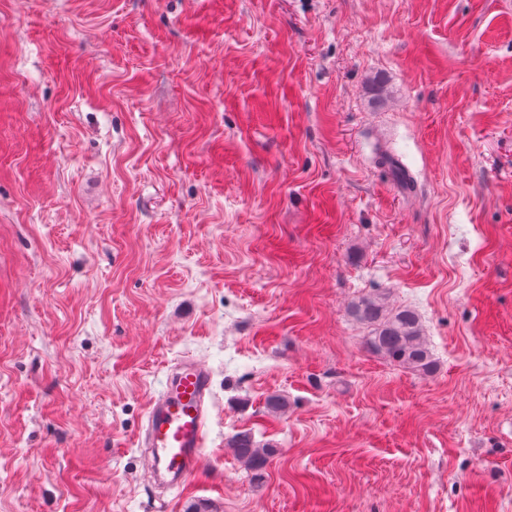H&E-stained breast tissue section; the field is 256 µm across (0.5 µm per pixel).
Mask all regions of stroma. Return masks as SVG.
Masks as SVG:
<instances>
[{"mask_svg":"<svg viewBox=\"0 0 512 512\" xmlns=\"http://www.w3.org/2000/svg\"><path fill=\"white\" fill-rule=\"evenodd\" d=\"M0 512H512V0H0ZM351 313L370 327L368 345L389 361L422 374L435 369L417 314L410 309L388 311L380 295L361 299ZM210 386L207 369L185 360L170 369L165 389L150 403L144 446L171 490L183 487L204 457ZM228 445L232 448L234 455L253 471L255 476L261 475L276 451L272 447L258 448L254 435L248 430H241L231 435Z\"/></svg>","mask_w":512,"mask_h":512,"instance_id":"stroma-1","label":"stroma"}]
</instances>
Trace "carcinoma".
<instances>
[{
	"label": "carcinoma",
	"mask_w": 512,
	"mask_h": 512,
	"mask_svg": "<svg viewBox=\"0 0 512 512\" xmlns=\"http://www.w3.org/2000/svg\"><path fill=\"white\" fill-rule=\"evenodd\" d=\"M351 313L370 327L367 341L372 350L404 368L425 375L434 371L435 362L414 311L400 309L392 312L387 309L385 298L373 295L361 299L351 308ZM228 445L257 476L266 469L275 453L272 447H258L254 435L248 430L231 435Z\"/></svg>",
	"instance_id": "obj_1"
}]
</instances>
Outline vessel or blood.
<instances>
[{
    "label": "vessel or blood",
    "mask_w": 512,
    "mask_h": 512,
    "mask_svg": "<svg viewBox=\"0 0 512 512\" xmlns=\"http://www.w3.org/2000/svg\"><path fill=\"white\" fill-rule=\"evenodd\" d=\"M210 386L207 369L186 360L171 368L165 389L150 403L144 445L169 489L183 487L204 457Z\"/></svg>",
    "instance_id": "vessel-or-blood-1"
}]
</instances>
